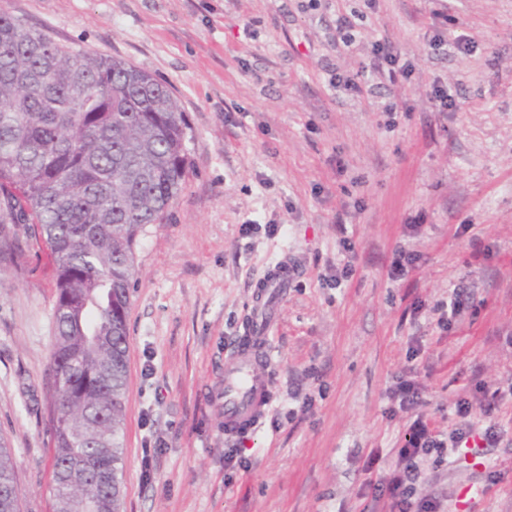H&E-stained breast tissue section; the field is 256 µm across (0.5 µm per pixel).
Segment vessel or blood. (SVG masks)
<instances>
[{"label": "vessel or blood", "mask_w": 512, "mask_h": 512, "mask_svg": "<svg viewBox=\"0 0 512 512\" xmlns=\"http://www.w3.org/2000/svg\"><path fill=\"white\" fill-rule=\"evenodd\" d=\"M299 267L287 257L278 260L260 283L252 306L253 330L264 334L273 322L276 296L298 276ZM263 357L243 346L235 360L224 367V434L231 437L257 427L273 400L269 378L259 371Z\"/></svg>", "instance_id": "obj_1"}]
</instances>
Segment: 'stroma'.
<instances>
[{
  "instance_id": "35a3bbf8",
  "label": "stroma",
  "mask_w": 512,
  "mask_h": 512,
  "mask_svg": "<svg viewBox=\"0 0 512 512\" xmlns=\"http://www.w3.org/2000/svg\"><path fill=\"white\" fill-rule=\"evenodd\" d=\"M0 12L149 72L189 126L183 187L135 249L121 512H372L368 457L395 462L408 425L388 398L397 378L415 375L445 434L459 398L479 402L477 372L505 391L506 435L427 461L417 494L444 512H512V0H0ZM378 41L412 65L408 80L371 72ZM364 72L362 94L331 83ZM436 85L461 111H435ZM248 220L259 228L244 237ZM344 237L356 259L338 287ZM400 249L420 259L396 278ZM285 253L301 273L270 331L272 407L228 438L224 367ZM461 284L466 309L438 327L435 305ZM56 296L46 252L0 262V435L20 512H52L42 378Z\"/></svg>"
}]
</instances>
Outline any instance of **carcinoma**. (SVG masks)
<instances>
[{
    "label": "carcinoma",
    "mask_w": 512,
    "mask_h": 512,
    "mask_svg": "<svg viewBox=\"0 0 512 512\" xmlns=\"http://www.w3.org/2000/svg\"><path fill=\"white\" fill-rule=\"evenodd\" d=\"M187 129L152 74L0 13V260L22 236L56 276L43 375L54 512H119L135 248L182 189ZM0 512H19L1 437Z\"/></svg>",
    "instance_id": "1"
}]
</instances>
